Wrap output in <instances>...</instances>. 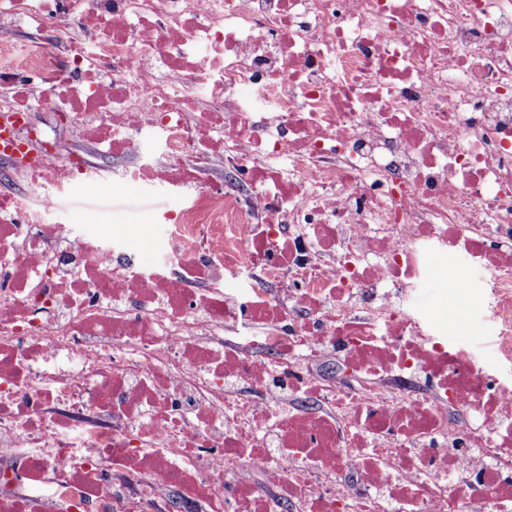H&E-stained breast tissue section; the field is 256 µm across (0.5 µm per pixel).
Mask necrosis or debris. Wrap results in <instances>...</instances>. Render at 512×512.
<instances>
[{
  "instance_id": "necrosis-or-debris-1",
  "label": "necrosis or debris",
  "mask_w": 512,
  "mask_h": 512,
  "mask_svg": "<svg viewBox=\"0 0 512 512\" xmlns=\"http://www.w3.org/2000/svg\"><path fill=\"white\" fill-rule=\"evenodd\" d=\"M12 26L0 458L51 494L0 512H141L174 486L208 512H512V378L409 308L432 258L463 288L482 271L512 363V0H0ZM37 102L110 154L161 146L121 175L190 196L163 262L47 223L97 171ZM217 153L244 191L198 187L190 158ZM329 351L366 383L302 371Z\"/></svg>"
}]
</instances>
